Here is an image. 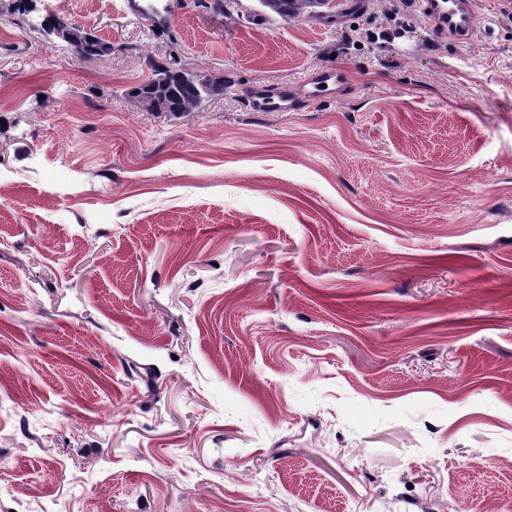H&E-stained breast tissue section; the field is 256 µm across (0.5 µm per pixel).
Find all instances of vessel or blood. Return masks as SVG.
<instances>
[{
	"instance_id": "obj_1",
	"label": "vessel or blood",
	"mask_w": 512,
	"mask_h": 512,
	"mask_svg": "<svg viewBox=\"0 0 512 512\" xmlns=\"http://www.w3.org/2000/svg\"><path fill=\"white\" fill-rule=\"evenodd\" d=\"M413 5L442 37L458 43L474 38L480 20L475 0H413ZM340 84L339 72L321 69L314 73L307 87L300 90L282 87L274 91H250L247 106L253 112H293Z\"/></svg>"
}]
</instances>
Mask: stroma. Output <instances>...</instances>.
I'll return each instance as SVG.
<instances>
[{"label": "stroma", "mask_w": 512, "mask_h": 512, "mask_svg": "<svg viewBox=\"0 0 512 512\" xmlns=\"http://www.w3.org/2000/svg\"><path fill=\"white\" fill-rule=\"evenodd\" d=\"M142 2L0 0V512H512L504 0ZM170 54L223 94L140 109ZM320 0H261V17L277 16L288 20L310 14ZM429 24L442 37L458 43L471 41L477 31L480 10L473 0H413ZM341 77L332 69L318 70L309 80L306 88L301 90L282 87L274 91L255 89L250 91L246 101L252 112H293L303 104L314 100L333 90H340Z\"/></svg>", "instance_id": "obj_1"}]
</instances>
